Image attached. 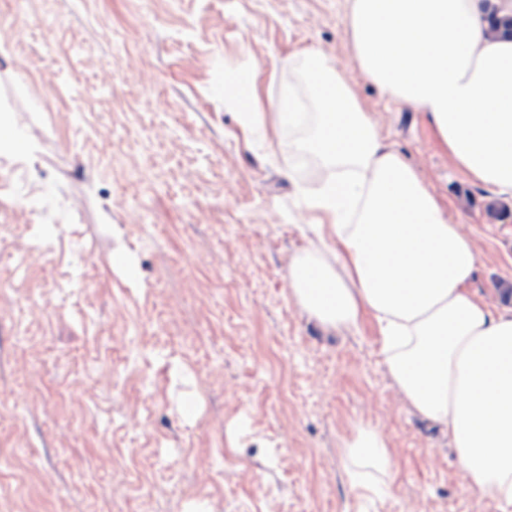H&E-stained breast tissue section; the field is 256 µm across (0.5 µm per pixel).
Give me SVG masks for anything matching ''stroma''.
Listing matches in <instances>:
<instances>
[{
	"label": "stroma",
	"instance_id": "obj_1",
	"mask_svg": "<svg viewBox=\"0 0 512 512\" xmlns=\"http://www.w3.org/2000/svg\"><path fill=\"white\" fill-rule=\"evenodd\" d=\"M350 0H0V512H499L398 394L374 319L338 333L288 263L335 168L292 125L327 52L512 306V199L459 169L425 113L363 73ZM123 263H116V256ZM388 440L354 494L342 445ZM346 464L353 471V488L366 490L369 486L357 478L376 484L387 485L393 478L389 446L384 434L370 426H357L343 442ZM367 477L370 479L368 480Z\"/></svg>",
	"mask_w": 512,
	"mask_h": 512
}]
</instances>
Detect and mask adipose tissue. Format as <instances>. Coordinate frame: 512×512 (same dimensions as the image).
I'll use <instances>...</instances> for the list:
<instances>
[{"label": "adipose tissue", "instance_id": "ef3b65f1", "mask_svg": "<svg viewBox=\"0 0 512 512\" xmlns=\"http://www.w3.org/2000/svg\"><path fill=\"white\" fill-rule=\"evenodd\" d=\"M512 0H351L343 24L366 76L425 112L452 159L512 198V37L493 19ZM318 90L313 139L295 144L335 167L314 206L315 246L288 265L294 300L330 330L370 313L386 370L422 420L442 426L473 487L512 512V308L469 284L480 254L420 173L388 146L329 56L306 54ZM355 489L393 478L384 434L358 426L343 443Z\"/></svg>", "mask_w": 512, "mask_h": 512}]
</instances>
